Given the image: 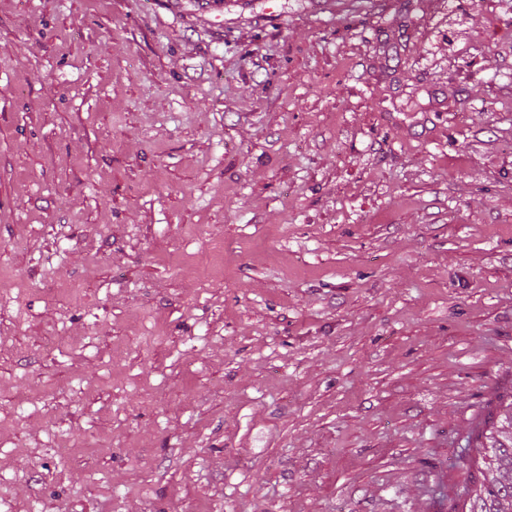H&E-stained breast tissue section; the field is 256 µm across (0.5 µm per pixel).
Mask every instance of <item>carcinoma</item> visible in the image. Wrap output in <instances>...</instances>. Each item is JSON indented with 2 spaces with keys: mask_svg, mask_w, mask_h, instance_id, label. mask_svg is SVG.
Listing matches in <instances>:
<instances>
[{
  "mask_svg": "<svg viewBox=\"0 0 512 512\" xmlns=\"http://www.w3.org/2000/svg\"><path fill=\"white\" fill-rule=\"evenodd\" d=\"M462 464L472 485L451 512H512V394L479 423Z\"/></svg>",
  "mask_w": 512,
  "mask_h": 512,
  "instance_id": "carcinoma-1",
  "label": "carcinoma"
}]
</instances>
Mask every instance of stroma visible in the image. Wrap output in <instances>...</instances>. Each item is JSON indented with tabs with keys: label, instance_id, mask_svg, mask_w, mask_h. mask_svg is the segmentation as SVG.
<instances>
[{
	"label": "stroma",
	"instance_id": "1",
	"mask_svg": "<svg viewBox=\"0 0 512 512\" xmlns=\"http://www.w3.org/2000/svg\"><path fill=\"white\" fill-rule=\"evenodd\" d=\"M510 393L512 0H0V512H448Z\"/></svg>",
	"mask_w": 512,
	"mask_h": 512
}]
</instances>
